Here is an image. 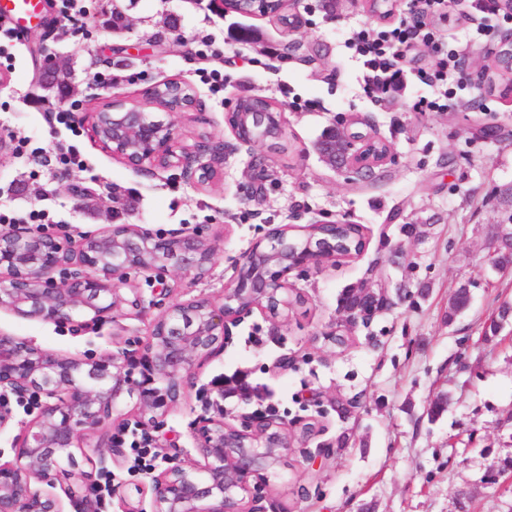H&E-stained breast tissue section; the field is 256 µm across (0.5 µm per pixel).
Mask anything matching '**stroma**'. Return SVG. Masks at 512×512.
Here are the masks:
<instances>
[{"instance_id":"35a3bbf8","label":"stroma","mask_w":512,"mask_h":512,"mask_svg":"<svg viewBox=\"0 0 512 512\" xmlns=\"http://www.w3.org/2000/svg\"><path fill=\"white\" fill-rule=\"evenodd\" d=\"M209 0H87L81 29L62 19L55 0L25 28L12 52L13 72L0 70V213L43 214L48 231L100 234L137 224L155 235L199 233L213 245L201 280L169 268L163 276L131 272L144 308L73 332L70 323L24 318L0 310V333L23 338L60 356L98 360L138 354L168 306L204 297L222 302L244 254L267 246L270 228L303 240L313 224L360 225L356 255L306 264L285 280L301 297L273 316L260 310L231 327V338L201 362L192 386L151 432L167 463L199 457L194 440L202 419L238 425L242 414L269 411L288 425L283 464L256 476L260 512H512V483H487L488 471L512 457V321L497 336L488 318L512 303V272L488 260L498 227L512 222V90L479 86L487 111L462 107L417 112L414 103L435 90L406 70L398 87L367 98V74L345 41L353 29L376 25L370 0H291L289 15L242 18L211 11ZM122 12L127 27L107 21ZM450 31L464 48V74H477L512 25L459 0ZM485 45L472 43L476 27ZM252 38H237L239 28ZM46 47L69 72L68 104L44 99L34 86L35 51ZM220 70L216 84L203 66ZM111 82H104V75ZM177 79L196 103L168 114L179 145L224 142V175L203 184L178 167L136 171L97 145L75 118L119 101L146 103L150 89ZM263 95L284 111L278 143L235 139L230 115L242 95ZM68 116L58 123L57 113ZM355 122L385 143L390 154L373 176L331 167L317 150L322 133ZM500 127L498 140L477 138ZM74 153L81 168L62 164ZM170 291L161 294V283ZM468 286L469 309L449 318L452 292ZM385 288L386 310L369 324H352L341 307L345 290ZM341 331L347 346L325 343ZM294 358L279 371L277 362ZM231 377L255 389L250 400L225 393ZM440 415L431 416L436 401ZM11 419L0 430V465L13 464L16 439L38 409L4 399ZM316 428L302 438L307 423ZM135 425L110 420L85 433L83 469L111 474L109 512L152 508L150 475L131 471L127 451H115Z\"/></svg>"}]
</instances>
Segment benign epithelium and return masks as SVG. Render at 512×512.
<instances>
[{"instance_id":"7a95c632","label":"benign epithelium","mask_w":512,"mask_h":512,"mask_svg":"<svg viewBox=\"0 0 512 512\" xmlns=\"http://www.w3.org/2000/svg\"><path fill=\"white\" fill-rule=\"evenodd\" d=\"M38 82L55 93L56 58L43 48ZM256 108L248 119L233 117L235 138L243 143L276 139L284 113L264 105L263 96L248 95ZM191 103L152 102L150 106L126 107L111 103L99 112H86L91 137L103 149L121 158L132 169L182 165L193 174V164L209 156L207 170L213 177L223 171L224 144L199 142L195 150L175 153L173 125L155 116V111L186 112ZM380 141L368 133L346 128L320 145V154L332 166L336 157L345 168L360 175L381 165L387 154L374 152ZM311 230L306 252L284 249L286 232L274 227L267 234L265 249L254 247L238 269L235 287L224 291L220 304L208 299L169 307L154 324L150 340L136 366L117 363L113 357L82 360L62 357L33 347L14 336H0V389L18 396L29 391L46 401L39 416L26 428L12 466H0V512H62L60 500L31 486L32 480L47 481L59 473L82 474L77 458L83 432L113 418L117 403L128 400L138 415L136 424L149 426L165 414L184 394L199 359L215 351L227 324L237 323L254 309L271 308L277 300L288 302L282 277L321 253L329 239ZM213 250L199 234L157 236L137 224H116L103 234L83 235L77 245L53 233H33L17 227L0 233V309L32 319L63 320L82 328L125 308L138 311L142 300L129 284V272L141 269L164 272L176 266L195 278L209 270ZM65 279L57 285L54 274ZM365 304L345 309L351 322L366 321L389 304L386 289L363 288ZM155 387L144 389L133 378L135 368ZM202 461L177 464L153 480V512H257L245 500L261 499L258 485L250 478L273 468L290 448L288 424L271 415L249 414L240 426L224 419H207L196 431Z\"/></svg>"}]
</instances>
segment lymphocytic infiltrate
<instances>
[{
	"label": "lymphocytic infiltrate",
	"mask_w": 512,
	"mask_h": 512,
	"mask_svg": "<svg viewBox=\"0 0 512 512\" xmlns=\"http://www.w3.org/2000/svg\"><path fill=\"white\" fill-rule=\"evenodd\" d=\"M408 16L381 23L368 30L359 28L346 40L348 49L363 58L367 69L363 91L377 97L401 75V65L412 48L432 58L430 67L418 70V79L436 90L435 97L420 98L414 105L418 112H443L451 106H462L467 85L463 77V52L441 41L437 27L452 22L450 0H412Z\"/></svg>",
	"instance_id": "f902f5d3"
}]
</instances>
